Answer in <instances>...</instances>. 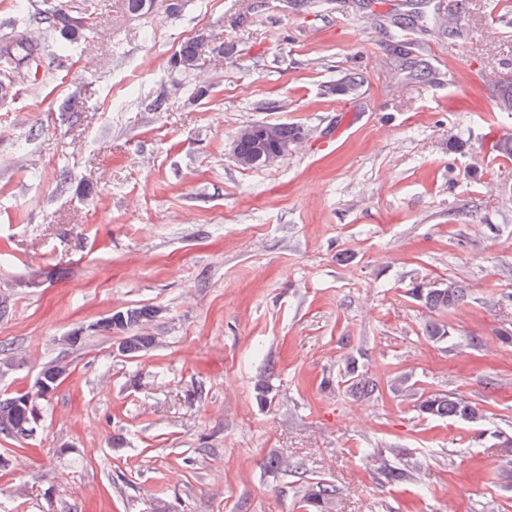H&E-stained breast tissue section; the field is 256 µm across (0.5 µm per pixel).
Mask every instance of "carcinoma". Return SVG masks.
I'll return each instance as SVG.
<instances>
[{
	"label": "carcinoma",
	"instance_id": "obj_1",
	"mask_svg": "<svg viewBox=\"0 0 512 512\" xmlns=\"http://www.w3.org/2000/svg\"><path fill=\"white\" fill-rule=\"evenodd\" d=\"M469 9L468 0H457L455 15L440 23V32L450 37L460 34ZM38 23L45 29L57 34L64 43L57 45L58 57L65 56L68 45L85 35L90 25L70 14V10L58 3L38 13ZM203 47V39L196 38L185 42L178 54L172 59V65L180 69L195 66ZM40 47L26 37H0V59L17 68L28 65L29 59L38 56ZM411 294L435 311H447L459 307L467 295V289L458 281H450L443 288H426L418 283L411 288ZM158 310L151 306L120 310L96 324V327L111 333L124 335L120 345L124 354L134 356L145 352L156 344V339L147 334L132 332L138 326L144 327L152 321ZM68 365L55 360L42 367L30 389L0 398V415L9 419L8 427H0V433L24 441L33 432V425L40 418L41 401L58 385V378L67 373ZM376 390V384L367 376H355L351 391L355 394L370 396ZM417 408L422 414L437 419H456L473 422L479 413L471 403L451 394L430 395L422 400ZM336 487L319 481L308 487L303 494V507L307 512H333L335 508Z\"/></svg>",
	"mask_w": 512,
	"mask_h": 512
}]
</instances>
